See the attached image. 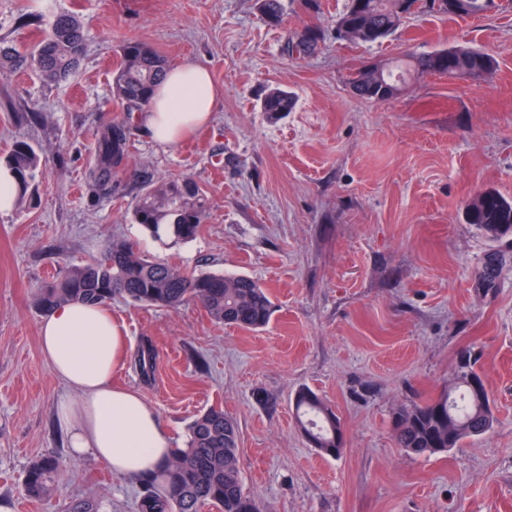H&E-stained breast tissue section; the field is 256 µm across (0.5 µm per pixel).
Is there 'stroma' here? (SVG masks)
<instances>
[{
	"label": "stroma",
	"instance_id": "1",
	"mask_svg": "<svg viewBox=\"0 0 512 512\" xmlns=\"http://www.w3.org/2000/svg\"><path fill=\"white\" fill-rule=\"evenodd\" d=\"M281 3L288 24L276 28L256 0H0V42L31 47L64 11L87 35L66 80L0 70V154L23 140L42 159L25 198L0 214V512H58L91 496L103 512H136L138 481L70 456L54 420L67 390L42 356L36 305L41 288L115 240L189 274H243L268 288L274 313L256 331L214 322L193 302L110 305L129 345L116 382L143 395L178 448L197 414L222 406L238 422L244 485L263 512H512V239L489 240L468 218L486 193L512 201V0L479 19L418 12L380 44L337 40L347 0L311 11ZM308 24L325 33L319 52L289 55ZM126 40L168 66L209 70L221 97L207 126L162 146L125 112L112 74ZM461 45L496 68L479 81L419 74L385 102L349 88L362 66ZM276 87L297 105L272 122L261 102ZM113 120L127 124L129 165L111 197L93 201L86 174ZM183 175L205 191L209 217L193 241L164 245L131 211L144 182ZM495 251L509 260L488 281ZM465 351L497 424L443 453L404 452L393 412L438 396ZM303 387L340 418L339 457L298 429ZM43 456L68 469L37 499L24 477Z\"/></svg>",
	"mask_w": 512,
	"mask_h": 512
}]
</instances>
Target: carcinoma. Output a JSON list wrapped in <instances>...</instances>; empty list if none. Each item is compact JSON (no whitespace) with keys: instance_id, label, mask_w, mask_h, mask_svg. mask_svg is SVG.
<instances>
[{"instance_id":"obj_1","label":"carcinoma","mask_w":512,"mask_h":512,"mask_svg":"<svg viewBox=\"0 0 512 512\" xmlns=\"http://www.w3.org/2000/svg\"><path fill=\"white\" fill-rule=\"evenodd\" d=\"M421 0H348L336 19V38L354 43L381 42L412 14ZM431 11L457 18L486 15L495 0H427ZM261 20L270 27L284 23L281 0H258ZM324 33L307 25L288 41V52L298 56L316 54ZM84 51V32L74 13H60L33 47L24 50L0 44V68L33 69L46 81L69 76L79 65ZM121 66L113 74V88L126 111L147 106L156 85L167 71L166 60L151 46L127 41L121 48ZM494 68L489 55L469 48L454 47L433 52L410 53L381 78L357 69L349 79L352 93L377 102L391 98L386 81L405 80L411 73L435 75L469 74L476 79ZM295 96L283 89L270 90L261 103L262 112L275 121L294 110ZM127 127L113 122L100 132L96 159L89 171L88 186L95 197L112 192V178L126 166ZM0 165L13 171L18 194L27 191L40 172V157L24 141L15 142ZM208 202L202 189L189 177L161 180L145 186L137 196L131 218L154 240L185 243L193 240L206 223ZM469 219L490 240L512 234V202L496 193H487L472 204ZM507 256L493 253L485 264L484 279H494ZM119 295L134 303L177 308L188 301L198 302L217 322L257 330L270 321L273 303L267 289L246 275L201 273L189 275L161 259L150 258L129 241H114L97 259L75 267L61 279L43 288L38 307L47 312L69 302L105 305ZM479 377L471 354L460 355L448 389L436 398L399 408L391 417V430L398 447L415 455L446 452L464 440L489 432L495 422L494 406L488 390L474 395L468 378ZM296 418L312 445L328 456L340 454L343 442L340 420L316 393L301 388L294 399ZM66 472L62 458L51 456L34 461L26 470V492L39 498ZM218 512H262L245 491L240 466L238 424L219 406L198 414L187 428L186 447L173 450L172 458L156 475L140 480L136 512H202L204 507ZM65 512H102L95 497L75 499Z\"/></svg>"}]
</instances>
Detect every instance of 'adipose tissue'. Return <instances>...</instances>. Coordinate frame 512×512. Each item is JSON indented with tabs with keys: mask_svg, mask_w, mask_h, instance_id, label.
<instances>
[{
	"mask_svg": "<svg viewBox=\"0 0 512 512\" xmlns=\"http://www.w3.org/2000/svg\"><path fill=\"white\" fill-rule=\"evenodd\" d=\"M220 96L209 72L187 62L168 69L140 120L156 143L173 145L210 121ZM40 339L44 358L68 390L56 421L72 456H92L132 479L163 467L173 448L164 421L138 391L112 382L128 342L108 307H55L40 324Z\"/></svg>",
	"mask_w": 512,
	"mask_h": 512,
	"instance_id": "obj_1",
	"label": "adipose tissue"
}]
</instances>
